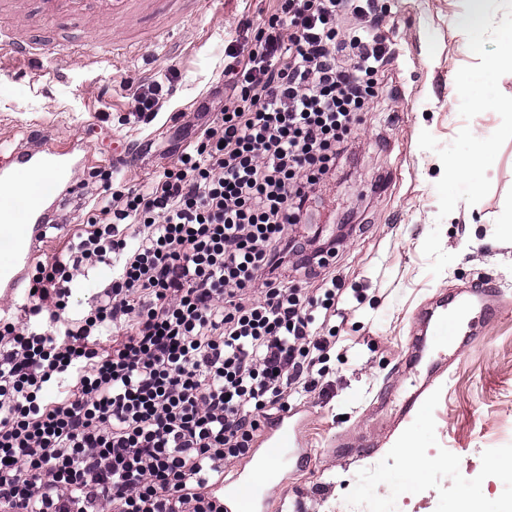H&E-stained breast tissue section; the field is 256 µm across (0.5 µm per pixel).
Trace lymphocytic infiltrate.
Masks as SVG:
<instances>
[{"label":"lymphocytic infiltrate","mask_w":512,"mask_h":512,"mask_svg":"<svg viewBox=\"0 0 512 512\" xmlns=\"http://www.w3.org/2000/svg\"><path fill=\"white\" fill-rule=\"evenodd\" d=\"M352 0H275L241 22L228 104L146 185L95 192L83 224L0 316V512H224L214 484L316 391L341 278L289 286L309 218L391 59ZM112 276L80 317L74 285Z\"/></svg>","instance_id":"1"}]
</instances>
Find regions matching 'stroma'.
<instances>
[{
  "instance_id": "35a3bbf8",
  "label": "stroma",
  "mask_w": 512,
  "mask_h": 512,
  "mask_svg": "<svg viewBox=\"0 0 512 512\" xmlns=\"http://www.w3.org/2000/svg\"><path fill=\"white\" fill-rule=\"evenodd\" d=\"M379 4L395 48L384 93L363 113L346 161L323 191L318 214L295 228L302 236L316 229L330 236L346 222L349 235L328 267L311 275L288 271L300 288L337 273L348 299L335 321L336 345L325 364L323 389L301 404L291 437L305 463L280 466L265 512H456L466 495L485 501L490 510L512 499V313L483 324L478 341L435 381L429 401L410 420L392 425L394 405L375 407L380 389L399 397L415 379L400 365L421 307L473 282L512 299V236L498 223L512 204V140L487 172L489 194L473 206L458 203L443 219L435 189L443 167L436 153L418 145L424 130L445 146L461 128L486 132L500 125L492 111L468 121L459 114L455 76L477 59L463 48L456 9L451 0ZM270 8L269 0H223L220 11L192 9L176 23L166 14L143 16L139 31L173 23L174 37L157 47L133 48L105 75L76 60L19 79L15 65L5 63L0 137L18 140L22 129L31 127L53 142L80 139L85 149L75 181L116 157L117 185H140L195 140L205 108L221 99L224 49L238 37L240 20L261 21ZM126 31L116 23L93 32L82 19L64 18L49 34L65 44L73 37L120 41ZM170 68L178 72L173 95L164 99L153 122L134 118L125 86ZM57 212L66 222L48 230L35 259L51 257L86 214L78 197ZM436 227L444 251L456 259L435 277L422 245ZM345 432L356 442L371 439L373 448L342 457L336 436ZM407 445L426 457L424 480L409 492L382 480L401 463Z\"/></svg>"
}]
</instances>
